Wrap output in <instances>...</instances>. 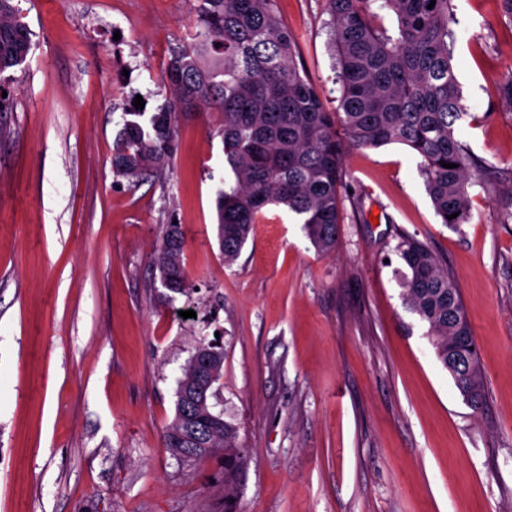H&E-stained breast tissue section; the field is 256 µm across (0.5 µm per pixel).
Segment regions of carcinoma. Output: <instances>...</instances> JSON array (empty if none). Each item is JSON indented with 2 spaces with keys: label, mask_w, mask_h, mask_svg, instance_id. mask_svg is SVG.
Here are the masks:
<instances>
[{
  "label": "carcinoma",
  "mask_w": 512,
  "mask_h": 512,
  "mask_svg": "<svg viewBox=\"0 0 512 512\" xmlns=\"http://www.w3.org/2000/svg\"><path fill=\"white\" fill-rule=\"evenodd\" d=\"M392 13V32L372 23L370 3ZM435 3L427 8L429 3ZM276 0H196L198 30L175 47L164 79L170 97L154 112H126L112 148V172L132 184L163 175L176 153L179 116L197 106L223 115L218 130L229 178L216 198L217 238L224 263L241 253L268 206L299 217L321 253L336 247L346 148H409L418 160L435 213L444 224L470 215L475 162L457 121L464 115L453 67L451 0H325L337 55L333 108L296 60L291 32ZM31 39L13 0H0V73L22 65ZM454 163L449 169L442 163ZM457 214L451 219L449 215ZM184 237L166 226L152 262L163 287L181 295L194 288L183 264ZM394 253L405 305L427 326L437 359L470 336L460 292L433 251L404 234ZM454 305L448 307V292ZM224 361V351L201 339L178 380L175 416L165 448L181 460L224 456V512H234L233 484L244 463L238 432L216 410L214 383L201 382L196 357ZM469 383L481 409L485 390L479 365Z\"/></svg>",
  "instance_id": "cac0c4a2"
}]
</instances>
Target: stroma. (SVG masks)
I'll return each instance as SVG.
<instances>
[{
	"mask_svg": "<svg viewBox=\"0 0 512 512\" xmlns=\"http://www.w3.org/2000/svg\"><path fill=\"white\" fill-rule=\"evenodd\" d=\"M31 33L0 74V512H224V462L163 445L199 339L224 350L219 403L246 463L240 512H512V20L500 0H452L462 140L496 185L459 226L436 215L401 145L344 155L337 242L264 209L225 265L220 113L178 123L165 175L114 177L122 115L169 95L164 69L194 0H14ZM299 59L339 95L325 0H278ZM185 237L190 296L151 265L167 224ZM460 289L485 403L473 412L402 300L399 233ZM190 318H183V311Z\"/></svg>",
	"mask_w": 512,
	"mask_h": 512,
	"instance_id": "obj_1",
	"label": "stroma"
}]
</instances>
